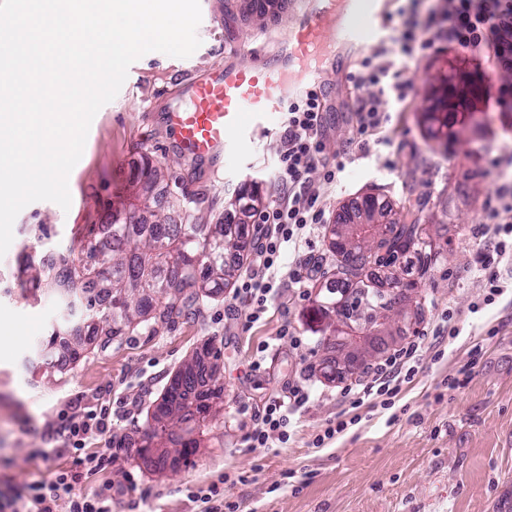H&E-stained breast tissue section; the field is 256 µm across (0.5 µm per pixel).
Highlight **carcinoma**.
Returning a JSON list of instances; mask_svg holds the SVG:
<instances>
[{
  "instance_id": "1",
  "label": "carcinoma",
  "mask_w": 512,
  "mask_h": 512,
  "mask_svg": "<svg viewBox=\"0 0 512 512\" xmlns=\"http://www.w3.org/2000/svg\"><path fill=\"white\" fill-rule=\"evenodd\" d=\"M165 182L159 165H148L132 192V213L148 212L155 220L150 224L137 221L110 225L112 248L105 250L112 262V277L91 278L92 269L77 261L72 251L48 256L37 266L29 265L20 276L45 283L51 294L84 303L87 336L101 344L112 343L141 331L150 334L189 313L201 296L218 297L230 287L237 268L244 263V233L237 224H205L190 219L188 211L176 221L158 204L155 188ZM167 193L176 202L194 203L198 198L186 193L179 181L166 182ZM261 201L253 195L239 193L224 201V210L256 209ZM360 224H386L390 233V250L394 259L416 263L417 274L427 275L440 254L439 247L423 222L422 216L409 212L400 215L388 203L369 197L364 209L356 210ZM344 257L337 273L326 280L320 307L325 314L336 311V297L346 293L353 283L368 289L360 302L365 311L384 310V295L362 279L368 263L387 268L385 257L374 252L370 244L338 246ZM106 285L111 298L106 308L96 302L98 283ZM199 355H193L177 372L167 389L164 403L152 414V424L145 438L161 448L171 443L180 446L178 454L191 456L197 441L184 439L200 428V420L223 408V387L213 385L205 391L199 378Z\"/></svg>"
}]
</instances>
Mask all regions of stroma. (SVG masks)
I'll return each mask as SVG.
<instances>
[{
    "instance_id": "1",
    "label": "stroma",
    "mask_w": 512,
    "mask_h": 512,
    "mask_svg": "<svg viewBox=\"0 0 512 512\" xmlns=\"http://www.w3.org/2000/svg\"><path fill=\"white\" fill-rule=\"evenodd\" d=\"M200 7V47L185 59L160 52L141 57L117 96L93 118L68 178L69 209L37 201L14 222L13 241L0 257V485L53 481L72 459L37 456V449L50 448V430L62 414L106 407L110 431L87 439L86 446L112 452L113 462L76 491L91 497L111 484L112 512H201L191 491L226 475L231 481L224 498L239 503L241 512H497L501 493L512 495V298L470 314L483 294L471 272L482 241L471 230L498 187L486 173L489 149L512 150V111L495 104L504 74L445 42L401 61L412 93L401 102L379 97L378 108L389 120L361 138L354 113L368 92L355 89L349 75L363 54L343 52L323 92V143L326 157L342 160L345 169L333 183L319 167L306 176L325 202V224L311 237L325 274L337 264L330 225L366 196H382L397 211L420 198L424 217L442 223L446 250L421 281L419 319L401 339L431 334L449 309L467 319L459 336L441 337L443 358L423 350L418 374L403 386L392 411L352 409L336 392L354 376L331 382L321 375L320 362L337 352L318 309L316 279L301 300L275 285L265 313L251 324L246 318L252 305L234 291L201 298L195 313L157 334L127 336L105 348L90 344L63 379L46 378L43 340L55 330L75 333L77 323L58 297L22 291L20 271L66 249L90 261L88 241L103 240L102 225L125 209L145 158L201 196L193 211L211 224L224 217V197L237 191L262 197L267 207L284 194L276 170L279 122L257 131L234 155L191 160L177 148L167 113L180 105L182 85L237 62V49L274 51L288 33L291 7L276 0L266 14L248 17L227 16L224 0H200ZM284 325L304 337L305 349L292 351L279 338ZM491 327L497 335L485 338ZM479 337L485 354L472 367L468 350ZM195 353L224 387V413L207 418L188 460L172 456L165 467L153 466L136 446L171 378ZM255 361L260 370H252ZM466 368L467 383L449 387V379ZM298 373L309 377L313 393L291 415L289 441L248 447L241 407L261 411L269 397L287 393ZM340 415L360 421L325 447H313L315 435Z\"/></svg>"
}]
</instances>
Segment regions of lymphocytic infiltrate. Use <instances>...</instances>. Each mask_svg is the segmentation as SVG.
<instances>
[{
	"label": "lymphocytic infiltrate",
	"instance_id": "lymphocytic-infiltrate-1",
	"mask_svg": "<svg viewBox=\"0 0 512 512\" xmlns=\"http://www.w3.org/2000/svg\"><path fill=\"white\" fill-rule=\"evenodd\" d=\"M391 46H378L364 58L352 76L356 88H374L378 92L393 91L405 99L409 85L402 71L395 67L394 57H412L445 41L474 56L491 59L496 69L512 72V0H433L424 10L412 11L393 27ZM326 103L322 93L309 91L290 102L280 137L278 181L287 196L263 212L260 223L266 232L259 238L251 267L242 277L235 293L255 302L256 313L266 309L273 280L280 269H287L288 280L304 285L313 269L310 258L297 256L283 263V245L318 231L325 207L319 194L308 192L305 177L314 168L324 165L321 140ZM512 212V180L503 179L493 200L483 209L479 234L488 242L477 252L473 272L485 294L473 304L471 313L493 305L511 285L501 280V265H512V221L503 220L502 212ZM421 341L407 343L393 354L368 367L366 379L356 384L352 402L363 404L372 399L382 409L391 408L404 382L412 379L419 365ZM307 377H299L288 387L287 397L268 399L262 416L246 439L254 448H269L286 443L290 435V416L311 398ZM109 413L100 410L84 416L63 420L58 435L66 450L75 455L72 469L58 474L55 481L14 484L0 491V512H112V489L104 487L89 498L76 493L83 477L97 474L110 464V457L91 455L84 451V440L92 434L106 433Z\"/></svg>",
	"mask_w": 512,
	"mask_h": 512
}]
</instances>
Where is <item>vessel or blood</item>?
Segmentation results:
<instances>
[{
	"instance_id": "b4317fda",
	"label": "vessel or blood",
	"mask_w": 512,
	"mask_h": 512,
	"mask_svg": "<svg viewBox=\"0 0 512 512\" xmlns=\"http://www.w3.org/2000/svg\"><path fill=\"white\" fill-rule=\"evenodd\" d=\"M383 11V0H301L282 50L212 68L188 86L185 105L167 116L180 150L206 159L252 140L296 96L325 87L333 66L326 34L364 48L382 30Z\"/></svg>"
}]
</instances>
